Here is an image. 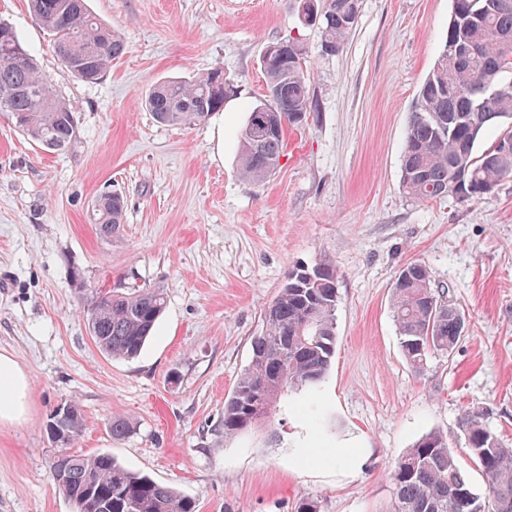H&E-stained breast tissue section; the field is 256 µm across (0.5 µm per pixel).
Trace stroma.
<instances>
[{"mask_svg":"<svg viewBox=\"0 0 512 512\" xmlns=\"http://www.w3.org/2000/svg\"><path fill=\"white\" fill-rule=\"evenodd\" d=\"M127 49L104 76L63 74L28 0H0L77 131L45 150L0 112V351L31 379L27 419L0 426V512H73L56 491L53 410L85 416L79 453L108 452L195 500L197 512H392V471L422 434L445 433L477 493L485 479L458 427L480 412L512 446V178L488 195L421 201L401 186L418 90L444 43L452 0H360L341 52L322 49L291 0H87ZM300 38L314 102L285 133L280 164L240 172L249 109L263 101L268 42ZM224 70L233 92L195 125L157 123V82ZM120 194L121 231L100 235L97 198ZM424 262L465 315L464 339L422 371L404 359L394 283ZM338 273L336 354L312 389L281 398L235 437L224 401L288 273ZM161 288L166 309L135 358H111L80 313L84 288ZM133 433L113 439L108 421ZM368 449L365 462L355 451Z\"/></svg>","mask_w":512,"mask_h":512,"instance_id":"1","label":"stroma"}]
</instances>
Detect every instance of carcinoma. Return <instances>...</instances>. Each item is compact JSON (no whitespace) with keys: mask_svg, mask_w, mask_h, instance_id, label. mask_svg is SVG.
I'll return each instance as SVG.
<instances>
[{"mask_svg":"<svg viewBox=\"0 0 512 512\" xmlns=\"http://www.w3.org/2000/svg\"><path fill=\"white\" fill-rule=\"evenodd\" d=\"M360 0H298L305 22L322 15V44L344 47L359 15ZM35 20L53 37L63 73L85 82L100 79L126 43L112 29L96 22L85 0H30ZM288 58L273 52L260 58L271 102L252 107L240 141L242 175L262 182L276 170L288 126L298 124L311 105L305 67L306 50L289 38ZM477 47L464 56L458 47ZM512 0H453L444 45L432 72L419 88L402 155L404 192L417 200H433L450 192L455 169L463 170V199L484 195L512 177V150L499 140L488 149L475 146L498 118H512ZM229 84L216 68L196 77H176L154 86L146 107L156 121L190 125L224 107ZM7 111L15 128L42 146L61 150L76 137L75 108L61 100L41 74L17 32L0 24V112ZM492 113L496 118H485ZM97 224L105 236L120 231L124 201L100 196ZM337 273L329 267L299 269L288 274L264 310L262 331L252 338L250 362L233 393L224 401L221 425L231 438L266 420L287 392L315 386L327 373L336 350ZM83 317L91 337L113 358H134L150 339L166 307L161 288L94 289L82 297ZM392 312L402 354L415 370L429 354L452 351L464 336L466 318L433 288L426 264L411 262L399 273ZM84 428L81 409L62 406L51 415L48 432H61L66 451L56 454L52 480L73 512H196L195 501L151 477L120 464L112 454L83 455L70 451ZM466 450L488 482V496L478 494L460 472L445 435L429 431L395 464L394 512H512V448L504 446L478 413L459 423ZM112 438L133 432L125 418L109 421Z\"/></svg>","mask_w":512,"mask_h":512,"instance_id":"cac0c4a2","label":"carcinoma"}]
</instances>
